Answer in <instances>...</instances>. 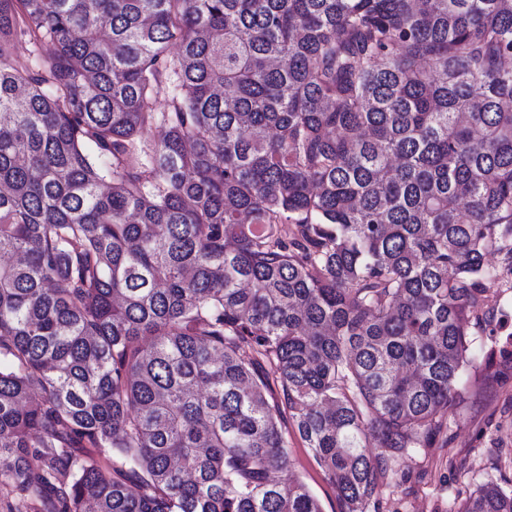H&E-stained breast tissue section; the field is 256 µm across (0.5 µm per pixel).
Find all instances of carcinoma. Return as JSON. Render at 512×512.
I'll list each match as a JSON object with an SVG mask.
<instances>
[{
	"label": "carcinoma",
	"instance_id": "1",
	"mask_svg": "<svg viewBox=\"0 0 512 512\" xmlns=\"http://www.w3.org/2000/svg\"><path fill=\"white\" fill-rule=\"evenodd\" d=\"M510 58L512 0H0L4 512H321L286 419L370 512L512 288ZM12 56L20 61H27L35 66H43L47 58L44 48L36 45L27 37L16 38L11 44Z\"/></svg>",
	"mask_w": 512,
	"mask_h": 512
}]
</instances>
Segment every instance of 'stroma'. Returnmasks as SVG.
Masks as SVG:
<instances>
[{
	"label": "stroma",
	"instance_id": "stroma-1",
	"mask_svg": "<svg viewBox=\"0 0 512 512\" xmlns=\"http://www.w3.org/2000/svg\"><path fill=\"white\" fill-rule=\"evenodd\" d=\"M494 342L491 336L473 337L470 353L475 364L456 382L459 399L427 447L394 461L376 502L378 512H458L484 482L512 488V354L486 360ZM284 433L290 467L285 473L274 472V479L292 474L306 483L323 512H340L327 473L293 427H285Z\"/></svg>",
	"mask_w": 512,
	"mask_h": 512
}]
</instances>
